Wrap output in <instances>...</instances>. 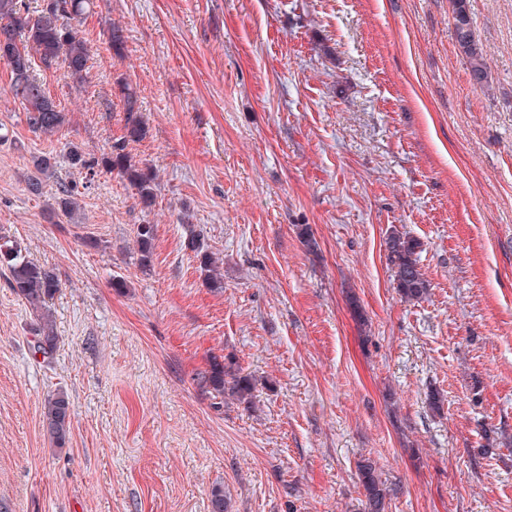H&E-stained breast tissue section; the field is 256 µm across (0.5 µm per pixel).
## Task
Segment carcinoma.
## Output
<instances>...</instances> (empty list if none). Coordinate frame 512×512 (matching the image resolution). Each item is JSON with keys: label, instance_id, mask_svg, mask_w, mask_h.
Segmentation results:
<instances>
[{"label": "carcinoma", "instance_id": "cac0c4a2", "mask_svg": "<svg viewBox=\"0 0 512 512\" xmlns=\"http://www.w3.org/2000/svg\"><path fill=\"white\" fill-rule=\"evenodd\" d=\"M453 14L452 34L455 45L465 60L474 85L490 88L489 67L482 44L475 35L468 8V0H448ZM93 0H55V5L40 4L32 10L26 0H0V30L8 33L0 40V58L7 57L11 73V94L24 107L25 121L34 134L53 136L69 122L67 114L57 108L48 95L45 84L34 73L35 65L46 70L62 67L72 79L81 82L88 70L91 51L80 35L79 25L91 9ZM125 115V134L111 144L110 151L97 158L78 146L69 148L70 168L91 182L101 170L115 171L136 187L142 201L153 200V173L141 168L126 152L131 141L142 139L146 129L141 120L137 91L125 82L117 84ZM34 174L28 178V190L39 196L45 182L54 180L57 210L72 224L78 223L81 210L77 183L66 182L57 175V164L52 155H40L33 161ZM155 237L152 224H140L136 243L140 261L146 265L151 258ZM185 248L196 253L204 281L212 288L222 287L219 259L201 251V234L191 230L185 239ZM387 264L394 288L407 302L426 298L430 283L425 277L419 259L420 244L414 238L393 231L386 239ZM0 264L7 267L10 288L21 297L37 316L32 328L31 347L34 353L49 359L57 347V336L47 315L50 300L61 288L55 269L28 260L14 241L0 240ZM198 385L213 397L253 402L255 382L232 360L215 361L208 371L198 377ZM73 416V405L62 389L48 395L44 405V429L51 443L58 448L68 442ZM359 479L363 489V512H388L387 498L391 489L379 478L376 466L369 460L359 465Z\"/></svg>", "mask_w": 512, "mask_h": 512}]
</instances>
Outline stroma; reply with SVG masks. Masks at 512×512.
Returning <instances> with one entry per match:
<instances>
[{"instance_id": "obj_1", "label": "stroma", "mask_w": 512, "mask_h": 512, "mask_svg": "<svg viewBox=\"0 0 512 512\" xmlns=\"http://www.w3.org/2000/svg\"><path fill=\"white\" fill-rule=\"evenodd\" d=\"M470 12L488 91L448 0H94L85 80L38 72L71 118L50 138L0 61V234L62 283L47 363L0 267L9 512H210L218 486L229 512H362L365 458L388 512H512V0ZM120 78L139 94L147 134L127 150L155 172L154 201L102 172L80 223L53 222L56 187L28 192L31 160L53 153L66 177L69 145L107 153ZM191 229L223 288L185 250ZM394 230L421 245L422 302L392 284ZM215 358L255 378L253 406L198 386ZM58 388L74 406L62 448L42 428ZM453 14L452 34L455 45L465 60L470 79L480 88L490 89L489 67L482 44L475 35L468 0H448Z\"/></svg>"}]
</instances>
